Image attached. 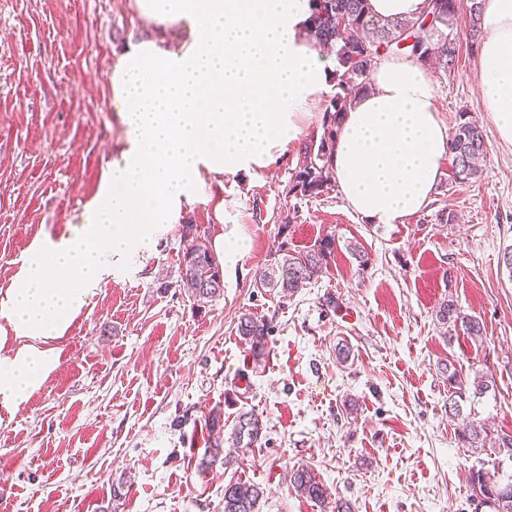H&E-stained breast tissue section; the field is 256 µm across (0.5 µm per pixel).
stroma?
<instances>
[{
  "label": "stroma",
  "instance_id": "stroma-1",
  "mask_svg": "<svg viewBox=\"0 0 512 512\" xmlns=\"http://www.w3.org/2000/svg\"><path fill=\"white\" fill-rule=\"evenodd\" d=\"M153 32L134 0H0V298L36 244L81 231L126 139L107 74ZM476 59L462 46L433 83L449 126L465 110L482 127L481 172L461 184L444 164L431 204L402 223H367L335 191L290 193L294 147L255 175L206 178L180 224L47 341L56 369L0 403V512H224L231 482L262 488L258 512H328L292 488L300 466L354 512H475L471 473L512 472L463 448L448 408V367L490 376L463 414L512 434V145L482 110ZM224 222L241 225L242 255L199 303L180 284L183 227L211 239ZM326 236L336 249L305 288L261 287L278 243L305 252ZM446 300L480 336L439 323ZM248 312L271 326L258 357L237 332ZM251 410L260 442L212 461L210 412L229 431Z\"/></svg>",
  "mask_w": 512,
  "mask_h": 512
}]
</instances>
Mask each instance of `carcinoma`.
Instances as JSON below:
<instances>
[{
  "label": "carcinoma",
  "instance_id": "carcinoma-1",
  "mask_svg": "<svg viewBox=\"0 0 512 512\" xmlns=\"http://www.w3.org/2000/svg\"><path fill=\"white\" fill-rule=\"evenodd\" d=\"M310 3L306 40L312 48L334 54L336 92L325 100L320 139L305 142L299 150L290 191L319 197L335 183L332 158L340 115L351 108L357 95L370 89V72L365 69L364 54L382 48L388 56L410 59L431 73L437 71L446 76L455 70L459 61L457 20L460 10H465L470 20L468 37L471 44L482 39L481 0H438L435 24L426 33L423 32L426 9L412 19L383 20L370 15L368 0H310ZM486 150L481 127L467 111H461L449 144L456 180L466 183L476 178L479 173L476 160ZM184 238L182 281L190 287L196 301H212L223 290L221 265L193 225L185 226ZM335 246V239L324 238L317 248L304 254H283L276 263L278 272L264 276L262 285L278 288L285 296L295 294L321 269ZM437 317L441 324L461 326L471 336L482 333L479 321L462 314L452 300L440 305ZM237 330L252 351L260 352L270 326L267 321L244 313L239 317ZM448 385L461 396L467 391L481 395L490 388L488 377L477 376L470 382L455 370L448 374ZM263 430L259 415L245 412L239 416L230 439L232 444L248 448L259 442ZM459 440L462 447L474 452L488 449L493 454L512 458V435L495 434L479 421L466 422ZM291 482L306 498L323 503L328 497L326 487L306 468L296 469ZM471 482L478 483L485 497L477 506H486L492 512H512V475L487 480L485 473L479 470L471 476ZM262 496V489L255 484L230 483L224 486V512H258L257 505Z\"/></svg>",
  "mask_w": 512,
  "mask_h": 512
}]
</instances>
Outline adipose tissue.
<instances>
[{
    "mask_svg": "<svg viewBox=\"0 0 512 512\" xmlns=\"http://www.w3.org/2000/svg\"><path fill=\"white\" fill-rule=\"evenodd\" d=\"M156 35L128 42L110 74L126 127L75 238L39 245L0 318L25 344L0 358V400L36 389L57 366L61 336L108 266L179 223L207 175L252 174L299 144L309 107L333 85L336 60L310 47L309 0H135ZM479 89L501 142L512 144V0H482ZM341 114L333 167L346 206L399 224L433 199L448 126L427 70L385 58Z\"/></svg>",
    "mask_w": 512,
    "mask_h": 512,
    "instance_id": "ef3b65f1",
    "label": "adipose tissue"
}]
</instances>
